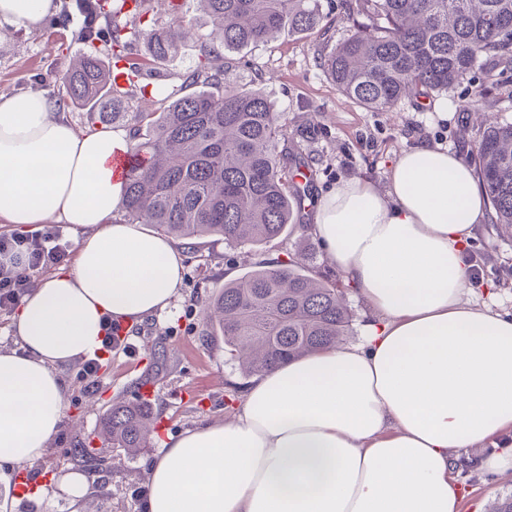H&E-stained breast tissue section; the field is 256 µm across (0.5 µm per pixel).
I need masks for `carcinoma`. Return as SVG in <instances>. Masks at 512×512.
<instances>
[{
	"mask_svg": "<svg viewBox=\"0 0 512 512\" xmlns=\"http://www.w3.org/2000/svg\"><path fill=\"white\" fill-rule=\"evenodd\" d=\"M211 17L198 65L183 75L191 92L160 112L112 113L130 127L135 161L125 178L121 220L151 224L185 240L217 237L231 247H257L284 234L302 212L296 177L310 159L290 147L286 125L259 91L228 89L225 53L281 35L326 31L322 0H199ZM145 0L117 20L100 8L83 17L79 39L90 52L64 73L51 71L63 107L126 106L127 89L111 83L120 63L142 74L132 45L158 64L178 53L189 28H158ZM365 21L360 22L357 17ZM102 17L107 27L96 25ZM354 33L324 45L317 59L337 89L370 112L389 111L406 96L449 90L474 64L512 59V0H345ZM470 161L481 178L492 223L512 233V124L487 128ZM353 313L343 289L296 253L258 262L224 285L207 306L201 335L224 339L241 374L266 373L290 357L343 343ZM153 413L146 402H118L100 421L114 448L147 447Z\"/></svg>",
	"mask_w": 512,
	"mask_h": 512,
	"instance_id": "cac0c4a2",
	"label": "carcinoma"
}]
</instances>
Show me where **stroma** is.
<instances>
[{
    "label": "stroma",
    "instance_id": "35a3bbf8",
    "mask_svg": "<svg viewBox=\"0 0 512 512\" xmlns=\"http://www.w3.org/2000/svg\"><path fill=\"white\" fill-rule=\"evenodd\" d=\"M97 0H57L53 18L38 30H0V94L13 96L44 89L50 71L72 66L87 47L75 32L86 8ZM158 25H184L192 30L177 56L151 73L146 94L134 95L132 108L159 111L169 97L180 94L184 72L202 54L200 38L212 28L210 17L196 8L182 17L170 14L163 0H150ZM317 35L284 36L227 56L229 81L240 90H258L270 99L287 125L290 141L311 157L316 174L311 195L320 198L336 182L360 177L386 190L397 157L419 144L439 145L469 155L489 122L512 123V66L478 61L473 81L428 97H405L388 112H369L343 95L317 64ZM485 86L490 104L471 107L473 85ZM302 225L255 248H234L214 237L201 239L199 251L188 254L180 294L164 312L133 324L125 349L105 361L96 395L86 394L79 379L80 363L60 371L69 386L68 409L50 453L29 466L33 480L48 479L59 469L76 470L73 448L97 435L102 415L117 401H135L141 383H148L150 402L161 420L148 448L129 455L123 449L97 443L103 461L95 470L96 489L84 512H143L146 472L167 436L212 422L231 419L240 406L229 383L248 386L236 365L224 354L221 341L200 334L204 309L225 282L242 276L253 263L286 259L296 251L311 256L322 273L339 280V270L323 258L311 233L312 208L302 213ZM468 248L483 268L479 282L466 297L474 304L512 313V236L484 222ZM491 445L471 449L472 467L463 469L460 512H490L493 504L512 493V474L496 475L477 467ZM17 467L0 464V500L10 512H71L66 498L18 497Z\"/></svg>",
    "mask_w": 512,
    "mask_h": 512
}]
</instances>
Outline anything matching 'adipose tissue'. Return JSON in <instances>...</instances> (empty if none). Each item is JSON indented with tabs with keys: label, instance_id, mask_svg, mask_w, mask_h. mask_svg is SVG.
<instances>
[{
	"label": "adipose tissue",
	"instance_id": "1",
	"mask_svg": "<svg viewBox=\"0 0 512 512\" xmlns=\"http://www.w3.org/2000/svg\"><path fill=\"white\" fill-rule=\"evenodd\" d=\"M56 0H0V27L39 29ZM122 130L76 135L47 90L0 95V223L70 225L73 267L44 276L0 348V463L42 459L67 410L59 366L97 349L105 320L133 323L179 294L185 253L116 213ZM485 219L468 163L403 151L387 191L338 181L311 231L360 292L365 342L255 376L233 420L162 444L145 512H460L467 452L512 436V313L465 298L468 238Z\"/></svg>",
	"mask_w": 512,
	"mask_h": 512
}]
</instances>
